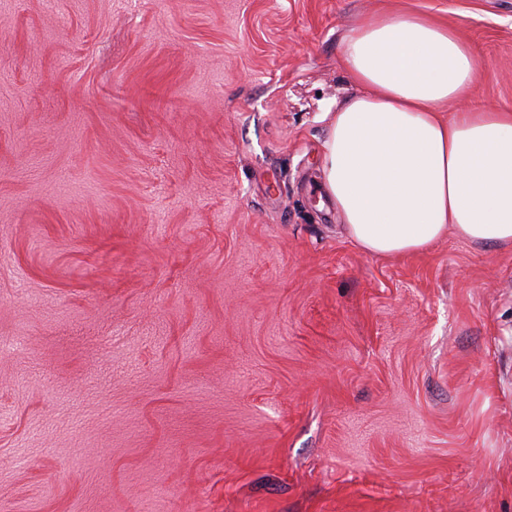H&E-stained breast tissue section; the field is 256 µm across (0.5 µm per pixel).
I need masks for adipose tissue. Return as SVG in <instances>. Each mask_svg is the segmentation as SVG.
I'll list each match as a JSON object with an SVG mask.
<instances>
[{
    "instance_id": "adipose-tissue-1",
    "label": "adipose tissue",
    "mask_w": 512,
    "mask_h": 512,
    "mask_svg": "<svg viewBox=\"0 0 512 512\" xmlns=\"http://www.w3.org/2000/svg\"><path fill=\"white\" fill-rule=\"evenodd\" d=\"M343 64L359 92L328 124L321 173L346 236L385 258L451 232L512 247V108L440 111L473 92V46L428 16L377 14L352 28Z\"/></svg>"
}]
</instances>
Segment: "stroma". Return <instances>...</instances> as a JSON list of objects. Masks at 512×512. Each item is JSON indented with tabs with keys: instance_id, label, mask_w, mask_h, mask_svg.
<instances>
[{
	"instance_id": "stroma-1",
	"label": "stroma",
	"mask_w": 512,
	"mask_h": 512,
	"mask_svg": "<svg viewBox=\"0 0 512 512\" xmlns=\"http://www.w3.org/2000/svg\"><path fill=\"white\" fill-rule=\"evenodd\" d=\"M375 12L512 108V0H0V512H512V247L319 188Z\"/></svg>"
}]
</instances>
